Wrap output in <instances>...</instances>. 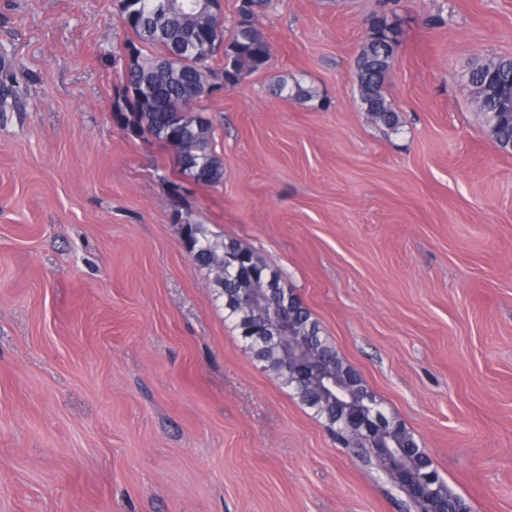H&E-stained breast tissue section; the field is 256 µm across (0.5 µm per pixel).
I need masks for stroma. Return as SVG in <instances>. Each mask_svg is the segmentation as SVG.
<instances>
[{
  "mask_svg": "<svg viewBox=\"0 0 512 512\" xmlns=\"http://www.w3.org/2000/svg\"><path fill=\"white\" fill-rule=\"evenodd\" d=\"M272 0V58L202 101L221 184L113 113L117 0H0V512H401L244 351L180 217L281 273L471 512H512V152L466 87L512 57V0ZM398 32L390 16L383 12L373 17L355 58L361 103L370 118L395 129L400 117L384 93L383 85L398 54Z\"/></svg>",
  "mask_w": 512,
  "mask_h": 512,
  "instance_id": "1",
  "label": "stroma"
}]
</instances>
